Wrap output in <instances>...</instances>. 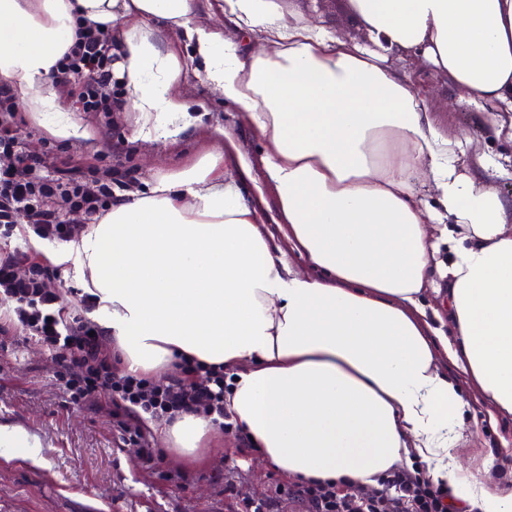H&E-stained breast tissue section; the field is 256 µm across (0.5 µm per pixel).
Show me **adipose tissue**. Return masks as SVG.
Listing matches in <instances>:
<instances>
[{"instance_id":"1","label":"adipose tissue","mask_w":512,"mask_h":512,"mask_svg":"<svg viewBox=\"0 0 512 512\" xmlns=\"http://www.w3.org/2000/svg\"><path fill=\"white\" fill-rule=\"evenodd\" d=\"M349 6L370 44L281 0H224L220 29L198 23L197 0H0V81L50 135L89 136L52 78L76 19L113 30L138 139L174 141L197 121L184 46L259 140L278 200L273 215L251 204L241 154L214 152L117 192L70 241L31 238L32 251L91 296L121 371L162 376L179 354L223 365L234 426L285 478L373 486L415 456L457 499L512 512V490L457 463L468 400L440 366L512 416V197L388 57L421 49L476 126L512 140V0ZM437 272L444 327L423 302ZM154 430L185 459L213 433L192 414Z\"/></svg>"}]
</instances>
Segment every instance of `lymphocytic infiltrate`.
<instances>
[{"instance_id": "f902f5d3", "label": "lymphocytic infiltrate", "mask_w": 512, "mask_h": 512, "mask_svg": "<svg viewBox=\"0 0 512 512\" xmlns=\"http://www.w3.org/2000/svg\"><path fill=\"white\" fill-rule=\"evenodd\" d=\"M60 84L79 80L74 106L81 112L122 111L112 93V39L79 26L78 38L55 66ZM18 103L0 84V339L36 342L57 368L66 404L105 408L124 443L136 447L149 468L165 463L149 422L193 413L224 432L234 426L224 409L223 366L182 357L173 375L153 378L118 371L105 331L81 310H67L56 270L21 247L11 246L27 228L53 243L78 236L112 205V175L62 160L51 147L31 150L18 134ZM288 496L309 512H454L446 490L435 487L425 466L391 469L378 487L343 482L291 484Z\"/></svg>"}]
</instances>
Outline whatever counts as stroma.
Returning <instances> with one entry per match:
<instances>
[{"label": "stroma", "instance_id": "1", "mask_svg": "<svg viewBox=\"0 0 512 512\" xmlns=\"http://www.w3.org/2000/svg\"><path fill=\"white\" fill-rule=\"evenodd\" d=\"M282 3L286 10L318 21L342 38L366 39L348 0ZM389 62L402 70L411 85L428 90L440 132L464 134L472 152L512 164V143L489 138L474 127L470 109L454 103L445 76L423 57L394 51ZM184 66L183 96L204 118L177 142L133 139L128 112L113 113L108 120L95 112H80L76 118L88 127L89 138L59 141L56 149L74 156L100 155L101 170L116 175L132 170L133 188L144 189L158 169L176 168L223 149L224 140L216 130L226 126L246 159L240 178L249 201L262 209H275V190L264 179L259 144L238 113L225 111L198 74L196 61L186 59ZM119 140L125 152L117 158L111 145ZM448 374L470 402L459 464L475 475L487 474L512 486V420L491 419L475 387L456 369ZM0 426L27 430L41 443L37 464L19 454L8 459L0 456V512H243L246 501L272 497L277 500L275 512H308L301 501L277 499L276 487L283 483V476L263 461L259 450L242 448L233 435L223 432L197 462H186L170 450L165 472L142 467L136 448L123 445L105 411L66 406L51 360L35 345L15 351L0 348ZM491 456L496 457L497 466L487 473L483 466ZM170 470L182 472V479L167 478Z\"/></svg>", "mask_w": 512, "mask_h": 512}]
</instances>
